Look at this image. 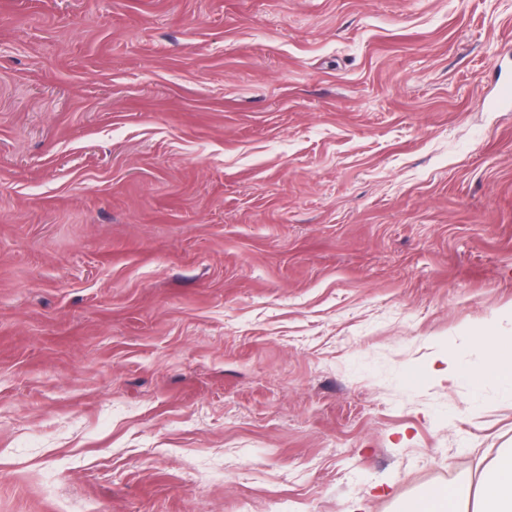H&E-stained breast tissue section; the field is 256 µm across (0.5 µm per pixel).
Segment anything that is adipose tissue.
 <instances>
[{
  "mask_svg": "<svg viewBox=\"0 0 512 512\" xmlns=\"http://www.w3.org/2000/svg\"><path fill=\"white\" fill-rule=\"evenodd\" d=\"M477 336L485 346L487 361L469 371V379L477 387L494 381L511 390L512 336L499 335L490 326L479 330ZM413 512H512V448L498 453L480 489H473L469 480H457L440 496L422 497Z\"/></svg>",
  "mask_w": 512,
  "mask_h": 512,
  "instance_id": "1",
  "label": "adipose tissue"
}]
</instances>
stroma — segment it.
I'll use <instances>...</instances> for the list:
<instances>
[{
    "instance_id": "35a3bbf8",
    "label": "stroma",
    "mask_w": 512,
    "mask_h": 512,
    "mask_svg": "<svg viewBox=\"0 0 512 512\" xmlns=\"http://www.w3.org/2000/svg\"><path fill=\"white\" fill-rule=\"evenodd\" d=\"M512 0H0V512H410L512 448ZM475 336L484 343L487 361L481 368L469 370V379L476 387L483 386L487 381H495L511 390L512 336L499 335L491 325L479 330Z\"/></svg>"
}]
</instances>
